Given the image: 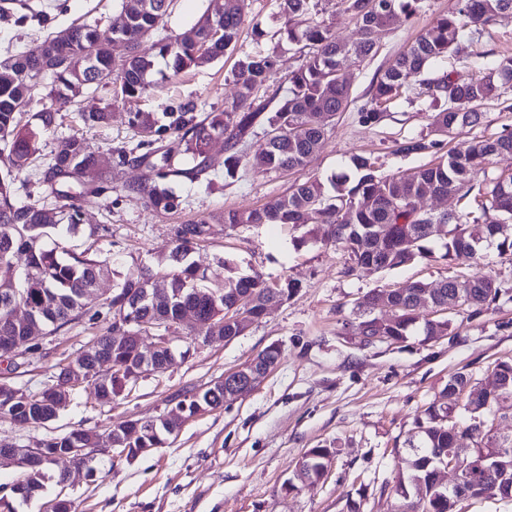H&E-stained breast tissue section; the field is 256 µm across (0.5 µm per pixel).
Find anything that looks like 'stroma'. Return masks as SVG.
<instances>
[{
	"label": "stroma",
	"instance_id": "35a3bbf8",
	"mask_svg": "<svg viewBox=\"0 0 512 512\" xmlns=\"http://www.w3.org/2000/svg\"><path fill=\"white\" fill-rule=\"evenodd\" d=\"M456 3L424 0L418 14L401 19L380 39L373 57L343 59L352 81V102L337 114L305 169L241 170L231 177L219 170L211 175V189L187 181L179 184L178 209L158 214L125 189L126 184L154 178V171L124 167L118 181L101 184L98 194L84 204L81 229L69 238L71 248L112 258L123 273L144 265L162 275V259L174 244L175 229L190 219L262 207L285 194L295 180L324 182L332 174L349 171L356 155L375 157L384 176L429 163L426 155L403 157L393 152L396 141L431 133L434 107L421 78L412 79L406 95L389 105L380 125L362 123L358 109L370 97L373 76L436 17L452 12ZM246 12L234 52L176 76L169 74L167 60L158 57L153 39H145L139 50L154 57L155 68L165 72V79L139 99H116L110 88L101 87L65 106L56 136L41 142V164L49 163L58 138L79 134L101 167L114 166L116 148L134 147L139 140L128 124L133 112H150L159 119L187 101L197 102L205 112L223 111L235 98L234 69L248 55L275 56L267 91L285 93L288 74L300 66L306 50L289 41L276 0H247ZM119 15L120 0H0V58L31 53L54 32L74 23L107 29ZM508 56L510 12L480 35L458 42L431 74L455 70L469 75L478 59L492 62ZM499 93L498 99L484 105L479 124L454 132L445 138V146L512 132V83ZM107 102L112 105L110 124L84 126L79 112ZM297 238L302 246H294ZM224 256L270 281H295L298 289L228 342H196L187 325L172 327L168 336L180 357L164 372L139 378L109 405L99 404L90 389H79L49 427L0 422V440L26 445L77 428L103 435L129 418H156L170 409L177 395L208 386L276 344L281 348L280 362L253 392L189 420L164 447L132 461L100 456L94 462L93 480L74 476L67 492L78 512H398L393 486L416 418L457 373L480 382L498 363L512 362V256L499 254L492 246L476 268L423 259L368 273L355 269L346 251L307 238L302 228L211 225L192 259L216 280L224 274L218 264ZM477 271L494 276L499 294L480 313H453V327L446 336L428 340L417 327L398 342H368L351 325L356 302L370 291H390L415 280L435 284ZM106 325L103 319H84L39 335L35 348L19 356L18 369L9 374L0 364V375L38 390L59 361H76ZM317 446L334 451L325 477L314 485L294 483L302 457Z\"/></svg>",
	"mask_w": 512,
	"mask_h": 512
}]
</instances>
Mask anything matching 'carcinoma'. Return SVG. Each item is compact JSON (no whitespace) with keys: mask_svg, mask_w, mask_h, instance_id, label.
Returning <instances> with one entry per match:
<instances>
[{"mask_svg":"<svg viewBox=\"0 0 512 512\" xmlns=\"http://www.w3.org/2000/svg\"><path fill=\"white\" fill-rule=\"evenodd\" d=\"M171 0H122L123 26L110 30L105 38L98 28L88 24L71 25L56 32L43 43L39 57L14 55L0 61V141L6 153L0 168V336H24L6 328L12 308L23 305L29 310V324L54 331L83 317L100 318L95 294L106 276L120 278L112 296L106 298L108 313H122L137 324L160 319L179 320L184 309H191L199 319L190 329L192 336H207L209 321L224 308L242 297L249 299L238 320L224 326V335H242L268 309V303L291 296L296 284H270L258 272L243 273L231 260H220L224 280L212 283L190 260L195 245L203 240L212 223L239 225L273 224L296 229L309 223L326 228L327 240L350 253L357 268L366 272L394 269L412 264L420 258H432L426 243L433 236L431 225L436 216L421 210L420 201L435 194L476 191L472 204L457 213L448 224V241L439 258L448 263L476 266L484 245L496 243L501 254L512 255V237L505 228L512 224V176L491 183L481 178L491 158L512 156V133L493 140L470 139L457 144L434 162L410 172L382 176L369 156L351 158L353 174L340 173L330 179V188L318 180L295 182L288 192L250 211H224L200 216L180 226L174 246L165 261L170 271L163 277L150 267H140L124 276L111 267L110 261L86 251L77 253L65 243L43 246L48 230L68 221L73 234L81 220V202L96 193L91 187L98 174V164L85 138L73 134L61 139L43 172V181L59 186L56 194L64 200L58 208L38 203L17 205L13 202L14 175L26 170L39 150L41 139L55 132L57 109L49 106L35 115L37 124L22 126L19 116L33 97L41 91L55 103L68 104L87 89L114 85V95L134 98L143 95L153 84L155 63L139 53L140 42L151 35L168 10ZM279 13L288 24V40L306 42L313 51L305 62L288 74V89L281 98H264L259 92L269 80L275 66L274 57L248 55L239 61L234 72L236 99L224 111L201 112L197 103L188 101L166 113L167 123L160 124L150 112H136L129 124L140 134L136 155L124 148L116 149L117 166L146 165L156 171L147 182L126 183L124 188L140 196L147 208L169 213L180 205L174 185L181 179L197 182L209 171L224 167L234 175L241 166L254 170H300L321 149L336 114L352 102L351 78L338 74L340 59L371 56L380 34L400 17L410 18L421 10L422 0H340L344 12L359 24V39L341 40L329 27L320 24L298 31L293 21L315 9L314 0H278ZM246 0H210L206 13L191 28L192 37L168 35L156 44L158 55L171 61L175 74L199 67L237 48L244 23ZM512 12V0H458L449 14L434 19L425 32L370 85V104L359 109L362 122L378 125L384 118L383 106L400 99L411 78L432 63L448 57L452 46L463 36L491 26L505 12ZM127 44L128 53L116 59L110 41ZM485 73L458 81L444 74L429 83L431 97L441 103L432 115V128L453 130L476 124L482 113L477 108L494 99L498 79H512V58L484 64ZM52 78L50 86L42 78ZM112 104L105 103L94 112L81 113L84 123L101 126L112 120ZM276 132L265 147L247 156L242 145L257 130ZM224 138V159L210 154L216 138ZM439 141L407 138L398 143L396 152L404 155L431 153ZM463 304L478 309L492 302L499 290L488 275L475 273L461 281ZM448 281L431 288L424 281H411L386 293L373 290L360 298L356 327H370L369 335L381 332L396 340L404 338L419 322V299L426 297L437 306L448 301ZM395 308L392 314L373 315L381 295ZM451 320L426 319L423 332L428 338L446 336ZM117 325L110 324L96 337L94 347L84 351L77 367L87 371L101 360L112 361V375L93 380L96 399L112 402L130 384L128 376L138 369L142 353L117 338ZM495 376L501 390L489 392L463 374L448 380L438 401L424 416L416 419L415 431L404 441L408 448L406 473L399 476L396 492L403 500L399 512H451V492L439 479V471L448 460V449L455 447L459 430L482 433L483 416L501 400L512 396V363L497 365ZM467 392L471 399L464 411L470 423L462 428L448 419L458 408L456 395ZM232 396L214 384L203 391L190 390L181 401L188 414L203 407L208 411L224 406ZM33 414L27 407L0 395V421H29ZM128 421L113 426L117 438L126 448H159L173 435L175 427L157 419L155 429L138 436L127 429ZM50 448L89 447L93 437L86 431H72L50 437ZM494 448H512V437L492 439L486 445L461 449V461L472 481L497 496L512 492V466L505 467L493 457ZM312 470L306 482L314 484L326 472L329 448H312ZM24 480L38 497L45 483L60 478L47 469H32Z\"/></svg>","mask_w":512,"mask_h":512,"instance_id":"1","label":"carcinoma"}]
</instances>
